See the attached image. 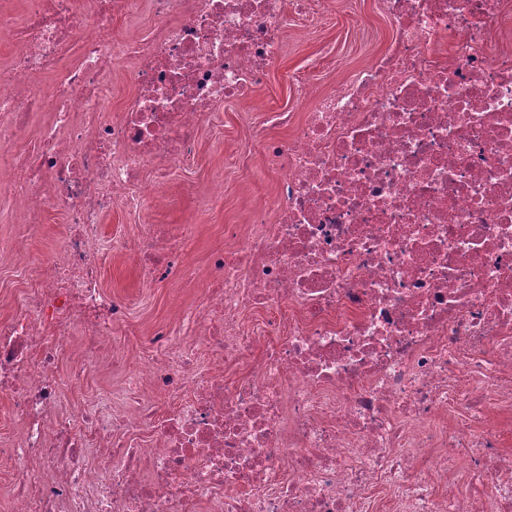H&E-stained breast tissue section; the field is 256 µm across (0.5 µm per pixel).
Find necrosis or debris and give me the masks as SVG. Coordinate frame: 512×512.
Listing matches in <instances>:
<instances>
[{"mask_svg":"<svg viewBox=\"0 0 512 512\" xmlns=\"http://www.w3.org/2000/svg\"><path fill=\"white\" fill-rule=\"evenodd\" d=\"M138 6L30 0L18 25L0 4L18 47L0 68V146H16L0 198L20 233L55 211L68 225L48 257L16 252L39 274L0 319L13 512H371L380 483L390 512H512V453L481 417L512 413V53L488 40L512 0H377L393 39L372 65L319 96L316 70L296 75L297 101H315L302 118L246 114L261 153L233 162L262 160L276 198L132 359L112 348L128 308L99 285L105 214L165 208L156 188L203 122L248 101L288 26L318 15L316 0H152L151 30L116 44ZM128 58L134 91L109 120L108 75ZM203 221L113 247L147 281L175 268L191 283ZM117 365L127 404L88 397L90 370Z\"/></svg>","mask_w":512,"mask_h":512,"instance_id":"obj_1","label":"necrosis or debris"}]
</instances>
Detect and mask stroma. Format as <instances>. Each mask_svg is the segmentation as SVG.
Masks as SVG:
<instances>
[{
  "label": "stroma",
  "mask_w": 512,
  "mask_h": 512,
  "mask_svg": "<svg viewBox=\"0 0 512 512\" xmlns=\"http://www.w3.org/2000/svg\"><path fill=\"white\" fill-rule=\"evenodd\" d=\"M392 25L381 16L374 0H323L318 19L309 26L289 27L284 35L281 61L245 103L231 102L217 110L202 128L196 155L174 168L163 186L169 196L165 210H114L103 219L101 248L105 262L101 286L109 293L128 298V316L141 337L154 326L172 320L180 306L190 304L196 291L174 279L150 285L122 254L113 252V239L133 241L145 224H174L192 217L202 205L213 181L222 180L224 201L210 210L201 224L193 257L203 261L210 250L223 245L232 225L248 223L253 211L263 208L275 193V175L258 164L243 173L227 158L246 145L248 126L244 113L292 105V78L309 64H318L320 91H328L372 63L392 36ZM62 213H50L40 229L24 243H17L12 225L0 224V316L19 304L28 273L15 264L12 251L23 245L31 253H49L63 231Z\"/></svg>",
  "instance_id": "35a3bbf8"
}]
</instances>
